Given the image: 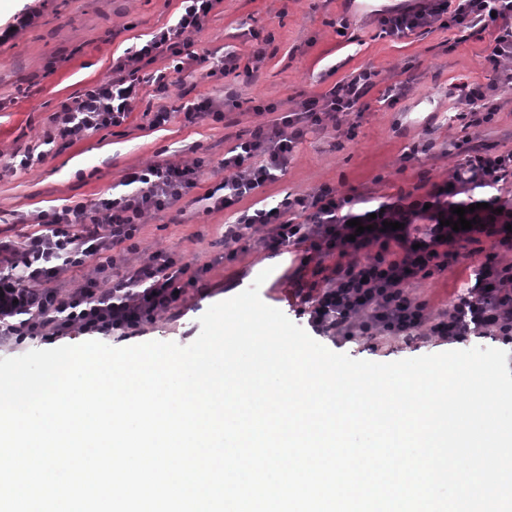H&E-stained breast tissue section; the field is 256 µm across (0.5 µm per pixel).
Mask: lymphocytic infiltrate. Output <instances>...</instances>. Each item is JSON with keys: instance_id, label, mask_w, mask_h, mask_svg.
<instances>
[{"instance_id": "obj_1", "label": "lymphocytic infiltrate", "mask_w": 512, "mask_h": 512, "mask_svg": "<svg viewBox=\"0 0 512 512\" xmlns=\"http://www.w3.org/2000/svg\"><path fill=\"white\" fill-rule=\"evenodd\" d=\"M220 2L180 0L169 25L128 47L113 61L108 78L56 113L43 149L15 152L9 169L32 167L47 159L50 147L122 125L143 83H150L157 94L168 93L171 73L146 71L158 58L172 60V73L193 63L206 64L210 77L236 70L232 56L209 60L193 48V35ZM379 23L393 38L436 23L461 31L494 28L485 64L495 82L462 85L457 95L461 109L455 117L467 131L455 145L462 162L447 182L422 194L399 195L373 216L354 211L352 196L328 185L309 195L285 196L271 208H241L243 199L283 175L307 134L326 121L360 114L374 74L358 70L326 94L301 100L278 123L257 126L250 138L225 151L224 179L204 195L207 210H229L235 216L224 227V255L234 257L241 243L249 241V229L259 225L264 250L303 244L313 254L338 256L323 287L302 296L312 306L313 329L335 339L400 337L408 344H462L489 334L512 344V262L499 258L500 252L512 253V201L500 195L512 180V148L499 150L477 141L496 115L493 95L499 87L512 85V0H427L421 8L382 13ZM123 184L125 193L91 207L78 202L38 212L37 231L22 243L0 238V344L48 334L61 339L75 329L109 336L182 306L201 270L191 269L169 248L134 265L124 264L123 256L137 251L146 214L176 209L197 187L198 167L150 163L131 169ZM478 189L487 192L480 209L474 206ZM459 206L473 207L472 229L457 232L449 227L452 210ZM356 218L365 227L363 233L350 225ZM387 221L396 223V230H384ZM472 244L488 245L489 253L449 307L433 312L410 296L413 282L458 264L462 248ZM85 267L90 273L80 287H58L62 272Z\"/></svg>"}]
</instances>
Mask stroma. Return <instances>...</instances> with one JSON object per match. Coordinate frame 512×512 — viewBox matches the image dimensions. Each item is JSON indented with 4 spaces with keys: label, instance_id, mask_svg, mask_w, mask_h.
I'll use <instances>...</instances> for the list:
<instances>
[{
    "label": "stroma",
    "instance_id": "1",
    "mask_svg": "<svg viewBox=\"0 0 512 512\" xmlns=\"http://www.w3.org/2000/svg\"><path fill=\"white\" fill-rule=\"evenodd\" d=\"M0 12V237L22 239L35 231L39 211L77 202L93 205L121 193L126 173L154 162L181 164L203 159L195 196L219 184L218 164L236 136H250L261 124L302 98L328 92L336 82L368 68L377 84L365 98L355 138L327 122L299 145L284 175L244 206H274L289 194H308L328 184L362 201L365 208L422 187L447 180L460 157L453 144L465 135L455 117L456 86L493 82L484 56L492 30L459 32L432 26L406 37L382 35L372 9L361 0H222L203 30L195 35L199 54L234 52L240 66L257 67L255 78L228 75L206 78L200 67L175 76L166 96L144 88L130 118L66 147H55L44 163L16 172L6 164L13 152L41 143L62 107L86 87L106 78L113 59L132 43L147 40L166 26L179 0H12ZM266 42V55L255 61L256 39ZM408 90L397 102L384 101L388 86ZM199 97L216 105L231 104L228 123L204 121L189 125L175 117L152 128L148 115L176 109ZM275 104L257 113L258 102ZM497 115L480 139L499 148L512 147V89L494 96ZM430 143L425 155L410 162L402 157L418 144ZM227 211H207L204 204L185 206L182 214H148L139 235L134 263L161 248L182 252L193 264L211 263V271L188 290L179 316L163 314L146 324L143 341L191 344L199 335L200 317L213 304L242 292L263 269L265 250L251 248L229 262L213 264L224 250ZM303 247L290 246L289 263L274 274L262 300L281 310L293 323L308 328L297 285L321 282L336 260L313 257L301 265ZM457 265L414 285V295L438 307L449 302L468 279ZM322 345L352 358L379 363L439 353L434 344L400 341L374 343L363 339Z\"/></svg>",
    "mask_w": 512,
    "mask_h": 512
}]
</instances>
